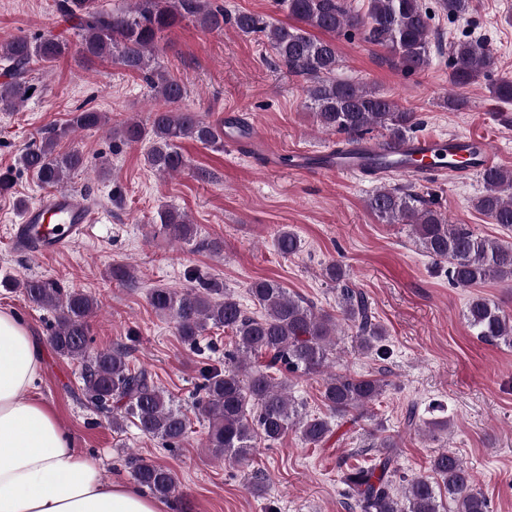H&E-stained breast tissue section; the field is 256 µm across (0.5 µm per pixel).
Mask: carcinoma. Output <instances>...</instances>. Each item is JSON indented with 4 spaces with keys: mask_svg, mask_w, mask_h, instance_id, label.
Returning a JSON list of instances; mask_svg holds the SVG:
<instances>
[{
    "mask_svg": "<svg viewBox=\"0 0 512 512\" xmlns=\"http://www.w3.org/2000/svg\"><path fill=\"white\" fill-rule=\"evenodd\" d=\"M301 26L273 24L266 17L230 11L212 0H135L132 11L107 10L99 0H56L57 11L75 21L78 41L52 34L20 35L0 42V61L7 78L0 83V112H14L31 85L28 66L33 61L53 63L74 54L80 61L111 58L127 72L137 74L160 106L144 120H127L113 130L124 143L147 144L144 164L163 175L188 167L179 142L191 140L205 146H224V123H213L201 113L183 107L185 87L154 64L152 50L161 35L183 20H194L207 32H222L229 25L238 33L263 36L288 74L308 82L306 108L325 132L361 138L377 130L385 140L399 142L413 136L423 122L419 115L362 83L336 78L340 66L336 44L310 33L315 29L336 35L360 32L362 39L387 49L402 71L414 73L430 64L432 17L422 0H367L364 13L349 0H277ZM450 18L467 14L473 0H440ZM496 68V58L483 42L470 38L450 47L448 83L466 88L486 79ZM489 92L502 102L512 101V80L500 79ZM108 123L103 112L79 107L65 123L47 129L41 142L20 156L23 170L33 173L45 188L66 187L71 175L85 169L88 160L78 151L61 154V140L78 130ZM481 192L472 207L491 223L512 230V170L491 166L479 174ZM366 206L384 224H407L424 252L448 264V279L461 288L489 281L512 285V244L475 233L466 224H453L417 192L385 186L375 189ZM159 233L171 241H188L197 234L179 211L165 207L157 212ZM280 254L301 252L302 240L293 231H278ZM324 278L336 287L341 317L317 308L291 293L275 280L252 282L248 294L260 312L248 313L224 285L199 274L186 289L156 287L148 300L156 312L168 317L183 343L200 350V341L211 328H224L236 339V351L224 355V368L199 370V415L208 422L206 447L215 455L237 461L247 459L255 441H279L293 430L308 445L318 446L333 433L336 418L353 420L368 414L386 391L387 381L373 374L325 373L330 346L345 324L358 350L379 357L387 354L385 330L376 322L363 292L349 285L346 270L331 263ZM6 288H20L27 300L55 313L50 336L53 350L81 363L85 401L114 430L131 421L144 435L167 448H177L188 436V421L173 399L158 387L151 373L130 366L124 348L90 353L88 319L98 303L90 294L64 288L52 279H6ZM468 326L488 343L512 345V316L482 295L470 299L464 311ZM262 357L256 368L251 358ZM324 375L323 403L327 413L308 414L288 396V383L273 374ZM389 437L372 445L373 458L342 473L349 512H440L448 497V512H490L489 501L477 488L473 474L454 452L443 448L431 459L433 477L395 481L398 462ZM133 477L159 498L177 487L176 475L167 467L140 458L130 459Z\"/></svg>",
    "mask_w": 512,
    "mask_h": 512,
    "instance_id": "cac0c4a2",
    "label": "carcinoma"
}]
</instances>
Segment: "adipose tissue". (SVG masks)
Masks as SVG:
<instances>
[{"label":"adipose tissue","mask_w":512,"mask_h":512,"mask_svg":"<svg viewBox=\"0 0 512 512\" xmlns=\"http://www.w3.org/2000/svg\"><path fill=\"white\" fill-rule=\"evenodd\" d=\"M42 346L0 308V512H167L141 487L105 479L33 392Z\"/></svg>","instance_id":"1"}]
</instances>
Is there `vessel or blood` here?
I'll list each match as a JSON object with an SVG mask.
<instances>
[{"mask_svg":"<svg viewBox=\"0 0 512 512\" xmlns=\"http://www.w3.org/2000/svg\"><path fill=\"white\" fill-rule=\"evenodd\" d=\"M459 148L467 164L448 168V151ZM383 157L394 161L391 175H403L425 182L442 177L465 179L493 162L489 148L470 137L452 135L445 139L420 137L389 145L363 140L343 147L331 156L329 168L339 174H360L363 158ZM99 209L85 193L71 190H48L27 207L19 224L12 228L13 243L33 255L46 257L64 252L88 236L98 219Z\"/></svg>","mask_w":512,"mask_h":512,"instance_id":"vessel-or-blood-1","label":"vessel or blood"}]
</instances>
